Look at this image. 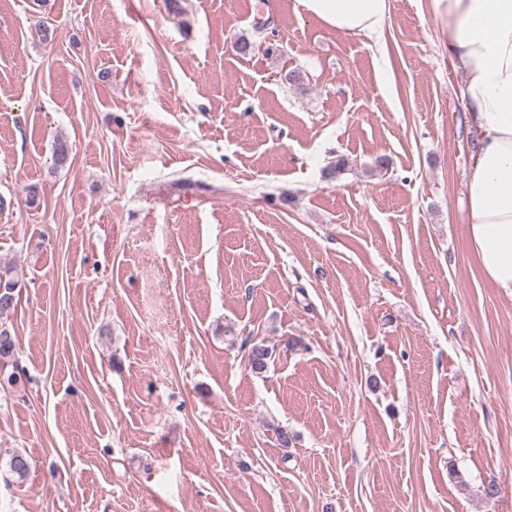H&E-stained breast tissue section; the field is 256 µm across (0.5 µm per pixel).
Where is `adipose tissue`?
<instances>
[{
  "instance_id": "adipose-tissue-1",
  "label": "adipose tissue",
  "mask_w": 512,
  "mask_h": 512,
  "mask_svg": "<svg viewBox=\"0 0 512 512\" xmlns=\"http://www.w3.org/2000/svg\"><path fill=\"white\" fill-rule=\"evenodd\" d=\"M448 54L465 77L466 119L478 134L466 189V241L481 275L512 296V0H431ZM345 34L376 37L390 0H297Z\"/></svg>"
}]
</instances>
